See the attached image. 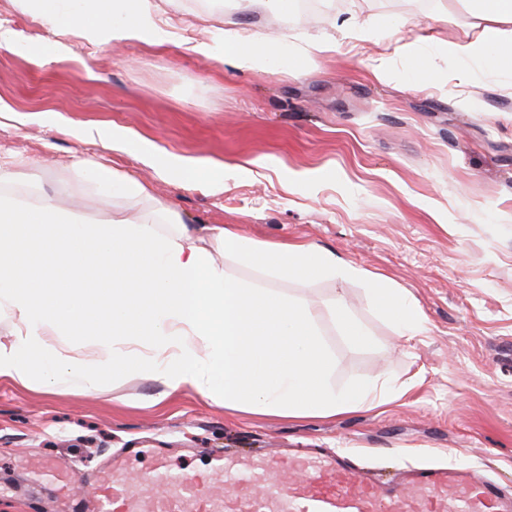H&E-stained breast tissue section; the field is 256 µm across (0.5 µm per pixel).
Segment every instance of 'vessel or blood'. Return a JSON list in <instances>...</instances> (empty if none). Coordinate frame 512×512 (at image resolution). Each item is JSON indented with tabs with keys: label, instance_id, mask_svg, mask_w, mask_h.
Listing matches in <instances>:
<instances>
[{
	"label": "vessel or blood",
	"instance_id": "vessel-or-blood-1",
	"mask_svg": "<svg viewBox=\"0 0 512 512\" xmlns=\"http://www.w3.org/2000/svg\"><path fill=\"white\" fill-rule=\"evenodd\" d=\"M141 454L148 465L139 481L130 479L133 458L116 454L84 483V512H512L497 481L450 465L412 466L380 482L357 457L329 448L239 449L186 474L173 471L164 452ZM218 477L220 499L208 493Z\"/></svg>",
	"mask_w": 512,
	"mask_h": 512
}]
</instances>
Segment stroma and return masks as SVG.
<instances>
[{
    "label": "stroma",
    "mask_w": 512,
    "mask_h": 512,
    "mask_svg": "<svg viewBox=\"0 0 512 512\" xmlns=\"http://www.w3.org/2000/svg\"><path fill=\"white\" fill-rule=\"evenodd\" d=\"M172 35L102 50L82 28L54 35L0 0V147L32 160L10 193H47L77 207L71 162L89 157L143 181L148 197L99 198L92 211L164 209L194 227L235 224L260 242L313 243L400 289L425 321L402 336L374 308L364 280L278 282L321 309L340 297L375 344L352 346L319 319L334 387L381 377L393 396L327 417L227 410L195 390L166 393L137 375L95 388L0 377V512H73L74 496L39 471L95 478L127 448H166L184 471L222 448H348L382 476L408 462L477 467L512 491V71L490 72L445 52L480 37L468 0H328L280 24V0L235 10L154 0ZM367 22V39L346 23ZM248 27L278 47L264 71L224 60V38ZM207 42L210 56L194 52ZM313 41L333 52L296 64ZM386 57L389 77L370 60ZM425 57L426 82L412 79ZM84 124L129 129L159 154L224 165L179 186L127 152L80 141Z\"/></svg>",
    "instance_id": "stroma-1"
}]
</instances>
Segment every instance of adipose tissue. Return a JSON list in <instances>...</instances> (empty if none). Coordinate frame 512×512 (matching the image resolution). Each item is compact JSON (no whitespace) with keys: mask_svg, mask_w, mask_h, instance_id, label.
<instances>
[{"mask_svg":"<svg viewBox=\"0 0 512 512\" xmlns=\"http://www.w3.org/2000/svg\"><path fill=\"white\" fill-rule=\"evenodd\" d=\"M57 29L82 24L104 48L133 40L163 46L170 34L156 22L153 0H21ZM484 35L451 42L449 55L501 71L512 69V0H471ZM277 47L242 28L225 58L241 71L268 68ZM27 158H0V312L15 321L0 342V377L76 386L138 374L168 392L192 388L229 410L287 417L333 416L387 398L382 379L346 388L330 382L333 358L309 302L233 277L215 263L222 249L273 279L347 280L360 272L332 250L302 243L254 241L237 228L210 227L209 246L189 225L169 216L170 231L147 217L117 210L86 220L53 198L33 201L3 193ZM83 178L98 191L137 199L140 180L81 159ZM372 302L403 336L423 332L414 301L370 278ZM80 336L102 354L96 364L70 355L62 339Z\"/></svg>","mask_w":512,"mask_h":512,"instance_id":"adipose-tissue-1","label":"adipose tissue"}]
</instances>
